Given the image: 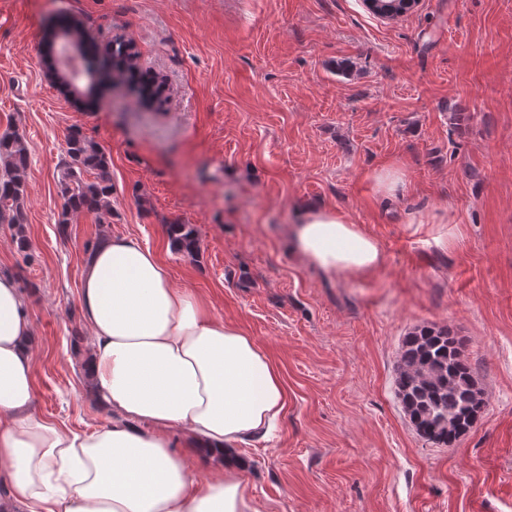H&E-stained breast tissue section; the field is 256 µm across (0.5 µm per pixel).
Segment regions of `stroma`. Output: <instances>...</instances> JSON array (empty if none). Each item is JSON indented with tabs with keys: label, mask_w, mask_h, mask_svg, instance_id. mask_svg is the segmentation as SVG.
Listing matches in <instances>:
<instances>
[{
	"label": "stroma",
	"mask_w": 512,
	"mask_h": 512,
	"mask_svg": "<svg viewBox=\"0 0 512 512\" xmlns=\"http://www.w3.org/2000/svg\"><path fill=\"white\" fill-rule=\"evenodd\" d=\"M81 20L132 39L160 104L112 79L61 94L46 29ZM111 157L112 216L58 224L72 127ZM29 144L27 249L0 224V273L34 327L39 415L112 423L86 384L81 273L103 237L159 251L176 286L245 329L288 399L271 438L239 448L259 512H512V0H418L395 20L361 0H0V133ZM398 170L383 199L373 176ZM338 210L381 266L325 274L290 242L299 208ZM421 207L426 224H409ZM193 225L200 249L165 246ZM445 326L488 405L453 447L421 438L396 393L408 333Z\"/></svg>",
	"instance_id": "obj_1"
}]
</instances>
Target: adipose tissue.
<instances>
[{"label": "adipose tissue", "instance_id": "obj_1", "mask_svg": "<svg viewBox=\"0 0 512 512\" xmlns=\"http://www.w3.org/2000/svg\"><path fill=\"white\" fill-rule=\"evenodd\" d=\"M291 236L328 274L361 276L383 261L378 241L333 209L302 208ZM79 300L94 340L88 378L112 413L111 426L83 434L35 413L33 323L15 280L0 275V512H259L236 450L266 437L287 402L267 351L176 287L132 237L100 242ZM200 462L215 474L196 479Z\"/></svg>", "mask_w": 512, "mask_h": 512}]
</instances>
